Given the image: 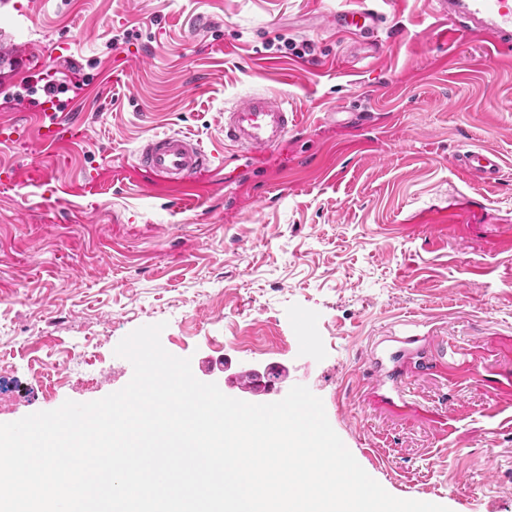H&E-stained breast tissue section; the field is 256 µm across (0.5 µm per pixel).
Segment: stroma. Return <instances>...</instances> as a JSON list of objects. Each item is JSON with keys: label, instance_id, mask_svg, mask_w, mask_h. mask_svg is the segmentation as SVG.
Listing matches in <instances>:
<instances>
[{"label": "stroma", "instance_id": "obj_1", "mask_svg": "<svg viewBox=\"0 0 512 512\" xmlns=\"http://www.w3.org/2000/svg\"><path fill=\"white\" fill-rule=\"evenodd\" d=\"M355 0H0V49L41 64L83 120L54 151L0 142V423L90 402L133 370L136 328L227 396L297 384L391 495L512 512V59L444 35L434 0H377V54L332 19ZM287 40V49L269 48ZM256 92L297 123L246 161L224 111ZM0 66V124L34 126ZM184 134L210 168L171 186L141 141ZM500 158L494 180L459 157ZM422 323L447 367L372 373ZM274 368L248 396L236 377Z\"/></svg>", "mask_w": 512, "mask_h": 512}]
</instances>
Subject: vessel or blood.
<instances>
[{"mask_svg": "<svg viewBox=\"0 0 512 512\" xmlns=\"http://www.w3.org/2000/svg\"><path fill=\"white\" fill-rule=\"evenodd\" d=\"M438 15L446 19L461 18L468 33L492 36L494 49L512 47V0H436ZM359 23L370 34H377L382 23L381 14L371 8L367 0H359L352 10L336 14L337 28ZM57 94H46L41 109L50 111V121L39 122L34 139L46 148L75 138L80 121L69 110L59 107ZM295 122L294 115L278 97L256 93L224 113V139L248 153L280 145ZM138 165L145 171L168 181L184 183L198 172L207 169L210 155L193 139L182 134H162L146 139L137 149ZM464 166L478 176L493 174L498 163L495 155L486 150H470L462 158Z\"/></svg>", "mask_w": 512, "mask_h": 512, "instance_id": "1", "label": "vessel or blood"}]
</instances>
